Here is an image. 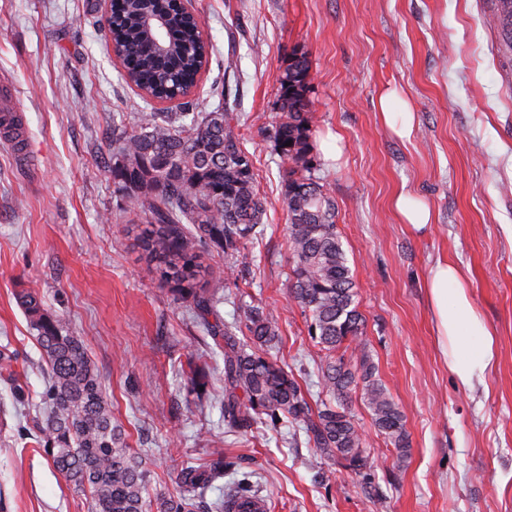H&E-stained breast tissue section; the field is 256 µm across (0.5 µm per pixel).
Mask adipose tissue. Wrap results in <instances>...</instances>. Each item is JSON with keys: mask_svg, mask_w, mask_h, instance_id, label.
I'll list each match as a JSON object with an SVG mask.
<instances>
[{"mask_svg": "<svg viewBox=\"0 0 512 512\" xmlns=\"http://www.w3.org/2000/svg\"><path fill=\"white\" fill-rule=\"evenodd\" d=\"M458 264L437 260L427 271L434 328L455 383L464 390L482 380L495 361L494 333L474 306Z\"/></svg>", "mask_w": 512, "mask_h": 512, "instance_id": "adipose-tissue-1", "label": "adipose tissue"}]
</instances>
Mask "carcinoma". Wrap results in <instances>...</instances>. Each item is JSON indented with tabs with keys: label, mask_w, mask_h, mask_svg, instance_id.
I'll use <instances>...</instances> for the list:
<instances>
[{
	"label": "carcinoma",
	"mask_w": 512,
	"mask_h": 512,
	"mask_svg": "<svg viewBox=\"0 0 512 512\" xmlns=\"http://www.w3.org/2000/svg\"><path fill=\"white\" fill-rule=\"evenodd\" d=\"M173 0H112L108 30L122 54L123 77L143 98L157 101L177 93L189 96L206 62V43L196 21L182 18L170 28V51L161 53L142 27L147 14H168ZM490 25L501 30L512 47V0H495ZM310 65L301 55L280 79L281 115L274 139L286 165L282 191L288 211V242L292 265L288 288L308 313L311 338L327 352L322 388L328 399L312 408L293 375L266 356L247 352L237 338V325L224 327V422L233 429L277 427L295 423L308 440L367 484L363 441L345 402L351 392L369 409L374 426L399 455L409 447L403 415L375 376V365L358 346L360 361L351 364L336 352L348 339L359 338L362 315L356 284L336 230L333 201L315 180L309 158L312 113L305 97ZM239 117L229 100L212 112H143L129 123L113 122L112 182L126 195L134 214L146 224L139 233L142 250L156 263L160 285L170 288L174 301L193 311L210 335L208 316L213 299L196 288L201 275L219 278L232 266L202 267L196 249L224 247L233 257L260 233L265 215L250 153L236 132ZM291 145H286V142ZM191 225L184 232L180 224ZM34 339L46 363L42 394L47 413L39 426L43 451L55 470L85 495L90 512H199L201 491L224 478L234 463L219 455L186 464L177 475L176 495L156 494L149 500L143 459L127 445L112 424V404L95 363L83 341L61 320L43 312L34 292L23 296ZM245 329L263 346L278 339L279 316L274 310L243 308ZM243 480L217 512L238 499H254Z\"/></svg>",
	"instance_id": "obj_1"
}]
</instances>
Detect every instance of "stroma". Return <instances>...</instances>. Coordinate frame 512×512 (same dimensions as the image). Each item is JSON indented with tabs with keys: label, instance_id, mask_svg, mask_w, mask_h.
Masks as SVG:
<instances>
[{
	"label": "stroma",
	"instance_id": "stroma-1",
	"mask_svg": "<svg viewBox=\"0 0 512 512\" xmlns=\"http://www.w3.org/2000/svg\"><path fill=\"white\" fill-rule=\"evenodd\" d=\"M208 63L190 97L197 112L230 101L266 206L264 231L229 280L200 281L218 298L216 326L241 304L280 315L265 348L309 401L322 399L325 355L288 292L291 254L273 137L280 78L310 62L306 98L314 175L336 207L363 317L362 340L400 409L406 456L375 428L359 394L347 400L371 484L286 424L228 431L222 347L159 287L124 199L112 184V117L146 105L108 49L102 0H0V81L23 110L32 167L0 144V512H88L81 493L36 444L45 363L20 295L84 341L128 446L147 462L150 493H171L183 463L223 452L234 469L203 493L225 498L241 477L267 512H512V53L484 20L489 0H193ZM236 66L226 70L227 59ZM397 89L415 113L410 138L377 102ZM341 136V162L324 157ZM426 198L417 232L393 207ZM467 272L495 332L496 364L459 389L437 344L426 291L438 259Z\"/></svg>",
	"mask_w": 512,
	"mask_h": 512
}]
</instances>
